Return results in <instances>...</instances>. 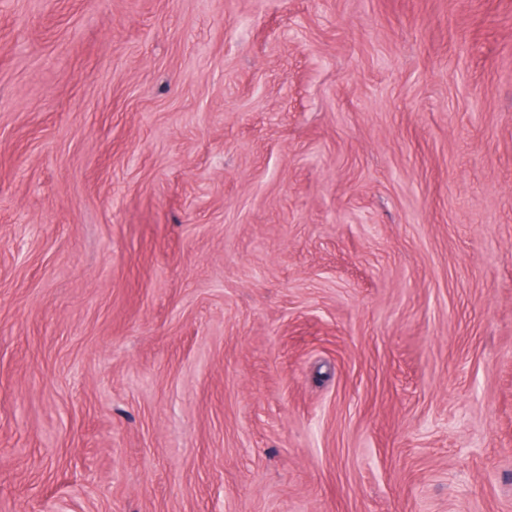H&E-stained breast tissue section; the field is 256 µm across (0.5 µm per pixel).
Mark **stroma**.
<instances>
[{
  "instance_id": "1",
  "label": "stroma",
  "mask_w": 512,
  "mask_h": 512,
  "mask_svg": "<svg viewBox=\"0 0 512 512\" xmlns=\"http://www.w3.org/2000/svg\"><path fill=\"white\" fill-rule=\"evenodd\" d=\"M0 512H512V0H0Z\"/></svg>"
}]
</instances>
